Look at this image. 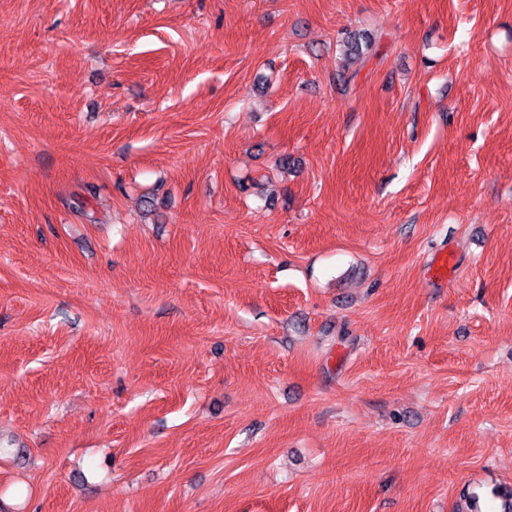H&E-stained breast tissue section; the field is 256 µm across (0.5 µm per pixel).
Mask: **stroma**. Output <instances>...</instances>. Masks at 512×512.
Returning a JSON list of instances; mask_svg holds the SVG:
<instances>
[{"mask_svg": "<svg viewBox=\"0 0 512 512\" xmlns=\"http://www.w3.org/2000/svg\"><path fill=\"white\" fill-rule=\"evenodd\" d=\"M501 487L512 0H0L1 500Z\"/></svg>", "mask_w": 512, "mask_h": 512, "instance_id": "stroma-1", "label": "stroma"}]
</instances>
